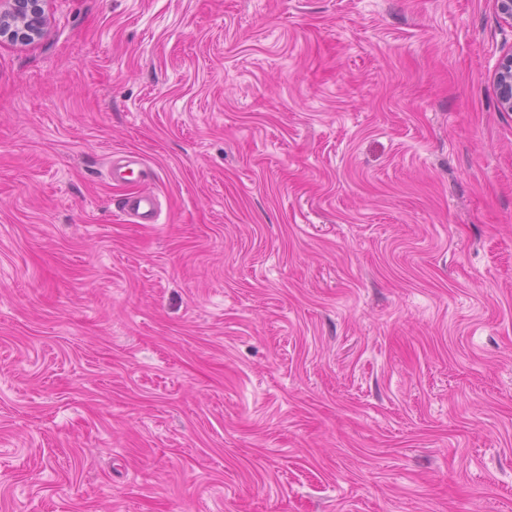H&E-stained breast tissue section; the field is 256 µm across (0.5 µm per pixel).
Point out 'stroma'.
<instances>
[{"mask_svg":"<svg viewBox=\"0 0 512 512\" xmlns=\"http://www.w3.org/2000/svg\"><path fill=\"white\" fill-rule=\"evenodd\" d=\"M44 9L0 40V512H512L495 0ZM122 211L136 219L138 224H154L158 212V201L151 192L141 191L130 194L124 201Z\"/></svg>","mask_w":512,"mask_h":512,"instance_id":"stroma-1","label":"stroma"}]
</instances>
